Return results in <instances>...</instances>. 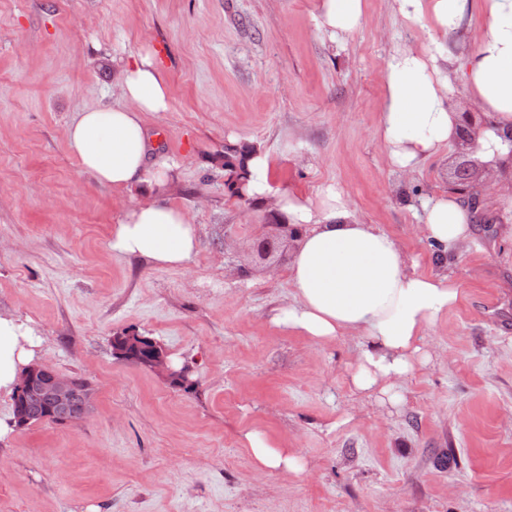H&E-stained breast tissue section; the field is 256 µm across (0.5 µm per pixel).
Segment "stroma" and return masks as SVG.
Segmentation results:
<instances>
[{
  "label": "stroma",
  "mask_w": 512,
  "mask_h": 512,
  "mask_svg": "<svg viewBox=\"0 0 512 512\" xmlns=\"http://www.w3.org/2000/svg\"><path fill=\"white\" fill-rule=\"evenodd\" d=\"M364 4L336 46L315 0H0V316L96 391L82 424L0 438V512H512V195L488 197L491 228L449 264L462 297L391 407L349 385L358 337L320 345L273 322L292 245L259 259L270 208L225 185L234 139L267 154L272 195L335 185L436 271L415 226L451 189V156L402 172L376 136L388 57L425 34L394 0ZM158 48L170 107L143 122L199 230L185 269L112 253L135 200L99 186L66 140L76 113L117 101L123 63ZM131 329L190 365L196 388L115 360L111 337ZM249 431L306 473L258 471Z\"/></svg>",
  "instance_id": "1"
}]
</instances>
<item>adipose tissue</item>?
Segmentation results:
<instances>
[{"instance_id":"ef3b65f1","label":"adipose tissue","mask_w":512,"mask_h":512,"mask_svg":"<svg viewBox=\"0 0 512 512\" xmlns=\"http://www.w3.org/2000/svg\"><path fill=\"white\" fill-rule=\"evenodd\" d=\"M405 20L425 24L422 51L393 50L387 60L386 95L377 135L393 168L417 169L454 142L458 115L448 106V69L461 67L471 96L494 117L478 135L482 162L506 160L512 147L502 135L512 129V0H481L485 30L474 48L455 52L448 36L462 25L469 0H394ZM364 0H318L317 30L340 42L361 28ZM122 104L77 113L67 129L70 153L96 181L140 196L112 228L111 249L145 256L162 268L186 267L198 250V229L166 197L167 164L150 161V135L143 113L169 109L170 92L151 54L121 69ZM277 210L294 228L288 266L291 300L274 316L277 325L328 343L358 336L349 374L352 389L399 401V384L432 364L427 332L460 298L446 267L474 243V211L456 191L427 201L416 229L437 248L439 272L424 274L387 232L360 223L348 197L336 186L316 197L285 193ZM34 340L14 319L0 316V393L11 394L33 363ZM245 441L260 470L304 472L302 460L249 432Z\"/></svg>"}]
</instances>
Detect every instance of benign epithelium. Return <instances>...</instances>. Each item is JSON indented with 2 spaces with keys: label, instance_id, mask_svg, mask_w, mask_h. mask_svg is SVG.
Listing matches in <instances>:
<instances>
[{
  "label": "benign epithelium",
  "instance_id": "benign-epithelium-1",
  "mask_svg": "<svg viewBox=\"0 0 512 512\" xmlns=\"http://www.w3.org/2000/svg\"><path fill=\"white\" fill-rule=\"evenodd\" d=\"M455 167H464L467 178L455 179L458 190L475 211L482 210L484 194L493 168L475 158L478 150L476 130L468 113L459 121V138L455 140ZM292 236L286 224H267L258 251L270 254L283 238ZM112 356L119 361L131 360L169 384L182 381L180 373L170 366L168 352L150 336L135 330L112 336ZM13 422L26 426L34 420L62 425H76L93 413L95 392L82 379L57 371L51 364L36 362L27 367L18 383Z\"/></svg>",
  "mask_w": 512,
  "mask_h": 512
}]
</instances>
